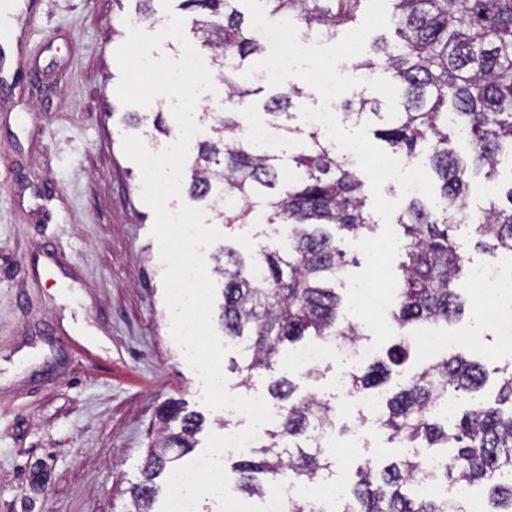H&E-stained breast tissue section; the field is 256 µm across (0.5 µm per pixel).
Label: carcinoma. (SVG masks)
<instances>
[{
	"label": "carcinoma",
	"instance_id": "1",
	"mask_svg": "<svg viewBox=\"0 0 512 512\" xmlns=\"http://www.w3.org/2000/svg\"><path fill=\"white\" fill-rule=\"evenodd\" d=\"M241 0H184L196 10L200 49L224 82L227 109L191 148L189 197L211 199L216 220L247 224L256 201L271 209L269 223L288 226L284 246L250 256L225 246L214 256L213 272L224 279L220 320L224 335L247 337L250 356L235 364L237 386L249 387L252 374L277 362L281 345L306 336H343L356 340L366 328L339 320L341 297L336 281L348 263L343 239L334 229L354 239L373 229L367 196L358 171L336 146L312 128L304 147L288 155H274L243 134L239 116L263 92L262 81L243 73L262 57L267 43L251 20L239 11ZM363 0H264L266 15L293 22L303 36L354 29ZM393 5L391 32L374 39L370 50L351 62L355 71L390 73L397 89V115L377 99L362 95L342 103L346 123L374 120V137L406 160L427 149L440 182L433 206L418 197L409 199L394 224L400 229L398 306L392 313L399 342L386 358L350 373L354 393L376 389L392 374L403 376L398 390L386 398L376 419L387 439L408 448H428L444 457L438 479L481 487L486 491L484 512H512V369L499 370L495 404L479 397L488 380L485 366L462 351L406 369L411 355L407 337L424 323L448 325L464 312L456 283L465 269V257L452 231L464 220L468 165L495 182L501 158L512 152V0H389ZM303 88L293 86L264 102L266 114L289 115L292 99ZM462 130L471 148L465 161L448 147V128ZM288 174H283V169ZM474 224L489 246L512 258V187L506 203L492 196ZM288 378L274 381L269 393L277 402L278 420L265 439L239 460L234 489L249 497L266 491L265 481L291 477L296 483L318 482L330 470L324 451L314 446L318 428H336V414L314 396H294ZM469 396L468 408L458 419L437 411L442 398ZM162 427L149 446L139 482L125 493L126 512H152L157 493L155 479L167 464L194 447L203 418L182 413L169 401L160 415ZM430 474L417 455L383 469L364 463L347 484L344 512H468L461 503L414 492L417 481Z\"/></svg>",
	"mask_w": 512,
	"mask_h": 512
}]
</instances>
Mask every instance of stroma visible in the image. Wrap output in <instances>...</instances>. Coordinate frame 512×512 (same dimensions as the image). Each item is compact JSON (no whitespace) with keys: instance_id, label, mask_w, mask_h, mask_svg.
Returning <instances> with one entry per match:
<instances>
[{"instance_id":"35a3bbf8","label":"stroma","mask_w":512,"mask_h":512,"mask_svg":"<svg viewBox=\"0 0 512 512\" xmlns=\"http://www.w3.org/2000/svg\"><path fill=\"white\" fill-rule=\"evenodd\" d=\"M37 9L38 33L0 72V512H122L165 402L204 419L186 464L210 434L245 423L203 404L200 379L171 337L154 212L123 151L124 136L160 152L178 131L167 106L137 108L139 125H128L116 95L121 32H159L160 0L148 21L136 0H39ZM158 116L169 136L152 137ZM204 212L223 235L206 256L224 244L257 255L284 239L265 203L248 224ZM462 294L465 312L449 329L469 337L465 352L485 365L490 400L512 352L497 348L471 289ZM341 368L309 377L284 358L255 372L250 389L265 397L286 377L298 395L331 403Z\"/></svg>"}]
</instances>
